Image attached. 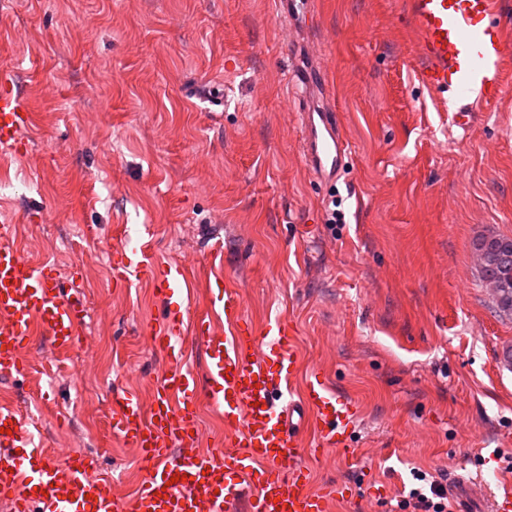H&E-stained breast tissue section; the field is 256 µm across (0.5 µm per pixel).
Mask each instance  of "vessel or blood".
I'll use <instances>...</instances> for the list:
<instances>
[{
	"label": "vessel or blood",
	"mask_w": 512,
	"mask_h": 512,
	"mask_svg": "<svg viewBox=\"0 0 512 512\" xmlns=\"http://www.w3.org/2000/svg\"><path fill=\"white\" fill-rule=\"evenodd\" d=\"M409 20L420 66L419 83L436 111L469 131L480 110L512 96V28L500 21L503 0H400ZM292 84L301 86L303 157L321 182H335L348 150L325 83L310 66H297ZM32 122L14 71L0 69V154L27 153L23 133ZM14 222L0 223V374L23 375L21 351L33 331L59 349L72 348L83 325V307L69 296L56 267L25 259L10 242ZM126 225H118L112 275L123 283L131 270L150 280L166 309L147 333L170 368L153 392L151 405L126 390L112 398L114 434L139 448L151 470L135 499L116 496L106 480L88 476L89 460L67 455L59 461L36 446L20 413L0 405V501L10 512H332L351 498L343 483L313 488L305 456L336 449L361 459L352 434L358 404L336 393L320 371L300 375L294 329L283 320L256 331L245 319L240 290L225 286L214 301L223 325L205 316L188 322L191 296L183 265L157 259L150 231L127 246ZM201 338L204 373L187 366L180 336ZM207 398L224 420V446L212 455L196 452L197 405ZM312 437L303 440L301 428ZM478 498L484 512H512V491L488 492L480 480L449 481L448 495Z\"/></svg>",
	"instance_id": "b4317fda"
}]
</instances>
